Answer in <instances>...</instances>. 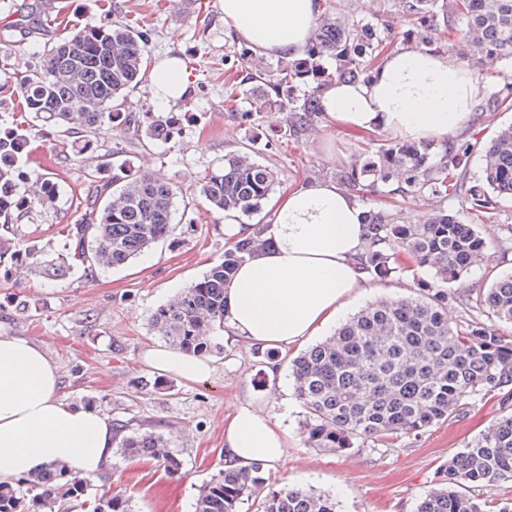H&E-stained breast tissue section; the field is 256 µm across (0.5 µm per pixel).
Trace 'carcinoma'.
Masks as SVG:
<instances>
[{
    "label": "carcinoma",
    "instance_id": "obj_1",
    "mask_svg": "<svg viewBox=\"0 0 512 512\" xmlns=\"http://www.w3.org/2000/svg\"><path fill=\"white\" fill-rule=\"evenodd\" d=\"M394 17L420 30L421 44L438 52L445 34L460 39L484 57L512 58V0H393ZM314 36L300 59L277 61L253 73L248 51L236 53L235 81L225 100L238 102L249 86L254 108L241 113L256 121L265 108L285 113L280 137L300 138L324 119L320 93L333 80H367L400 32L388 20L376 23L337 16L334 0H323ZM59 5L46 22L60 30L33 70L20 83L22 112L15 128L0 134V265L33 260L48 279L81 267L85 275L125 265L168 237L173 230L177 186L131 162L118 169L98 165L86 172V191L75 196L79 218L66 225L68 253L40 257L22 248L18 222L36 203H53L55 172L25 171L20 161L28 139L17 127L38 122L42 129L66 126L74 139L52 150L55 164L91 149L89 134L108 125L118 132L136 129L148 140L174 134L168 117L116 112L112 102L135 87L144 74L151 42L148 28L114 24H65ZM512 110L507 89L482 104L483 112ZM470 147L448 141L421 143L390 139L376 151L358 153L336 168L344 186L376 193L382 186L391 208L366 210V245L360 269L372 280L411 279L413 295L377 301L353 316L336 333L302 353L292 363L294 393L304 409L302 438L309 448L344 453L365 441L390 445L419 436L478 399L502 396L500 417L463 451L440 465L433 488L416 512H487L471 495L512 482V274L496 278L483 290L453 288L462 274L480 263L487 243L474 221L491 219L493 196L512 199V127L499 130L484 146L483 182L464 187L461 173ZM277 183L276 172L247 152L224 159L208 172L201 193L222 212L253 215ZM465 196L470 220L440 207L416 224H400L392 207L409 196L446 202ZM265 245L261 232L234 241L202 279L157 309L151 326L174 348L193 355L218 353L223 346L224 285L237 267ZM423 268L433 281L417 278ZM461 309L448 321V303ZM117 452L147 456L174 475L180 461L165 436L150 429L129 430L115 423ZM86 483L64 464L44 472L0 482V512H70L85 495ZM336 512L329 493L271 482L262 463L249 470L225 468L200 487L195 512ZM92 512H132L130 498L102 496Z\"/></svg>",
    "mask_w": 512,
    "mask_h": 512
}]
</instances>
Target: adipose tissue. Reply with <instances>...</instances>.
<instances>
[{"label": "adipose tissue", "instance_id": "ef3b65f1", "mask_svg": "<svg viewBox=\"0 0 512 512\" xmlns=\"http://www.w3.org/2000/svg\"><path fill=\"white\" fill-rule=\"evenodd\" d=\"M226 30L260 56L293 58L309 45L319 0H222ZM160 103L186 92L183 62L172 56L150 76ZM477 85L470 70L440 53L406 49L387 57L366 81L324 87L329 123L358 132L385 130L411 142L451 135L471 119ZM267 249L246 259L224 288L227 332L263 348L287 350L334 324L369 280L359 268L366 226L353 194L324 179L274 201L265 222ZM142 362L192 383L209 377L211 361L152 346ZM56 365L31 341L0 333V481L50 463L73 473L101 472L114 450L111 420L67 402ZM229 466L287 459L288 438L261 409L244 406L224 421Z\"/></svg>", "mask_w": 512, "mask_h": 512}]
</instances>
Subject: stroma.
<instances>
[{
	"instance_id": "obj_1",
	"label": "stroma",
	"mask_w": 512,
	"mask_h": 512,
	"mask_svg": "<svg viewBox=\"0 0 512 512\" xmlns=\"http://www.w3.org/2000/svg\"><path fill=\"white\" fill-rule=\"evenodd\" d=\"M111 18L120 23L136 19L152 30L151 64L170 52L182 58L188 91L166 106L177 118L176 134L169 141L149 142L131 131L97 130L94 148L60 169L55 208L36 209L26 229L50 252H63L64 227L77 219L70 197L83 190L86 169L127 159L180 186L194 221L175 222L169 237L136 259L91 277L76 270L51 281L28 263L0 265V332L29 339L44 350L58 369L68 402L134 428L155 424L181 462L179 474L172 476L154 460L113 455L102 473L86 477L88 497L127 495L134 512H194L199 487L224 466L225 416L257 405L288 436L287 461L270 469L272 480L333 493L337 512H415L437 467L499 417L498 399L476 401L420 438L388 447L368 442L339 455L303 443L302 408L291 375V360L300 347L289 349L273 371L255 347L224 339L223 354L212 358L213 374L195 383L158 376L140 360L145 347L162 342L150 326L152 313L224 255V215L199 192L207 172L248 145L258 162L276 171L273 193L280 196L312 180L334 179L340 161L377 148L389 140V132H354L324 121L310 135L287 141L276 135L279 121L273 112H266L259 125L245 123L240 114L246 104L233 109L224 101V58L243 44L225 30L221 0H179L175 5L170 0H112ZM50 38V32L39 29L0 35V56L11 58L9 72L0 73V132L12 127L10 91L18 90L23 72L37 64ZM459 44L458 35L449 34L443 52L471 69L477 109L452 140L485 144L497 130L512 125V111L479 109L512 82V59L463 56ZM478 230L488 243L485 258L460 280L475 289L487 287L493 276L512 273V200L500 201L495 220ZM20 300L30 304L31 313L16 310Z\"/></svg>"
}]
</instances>
